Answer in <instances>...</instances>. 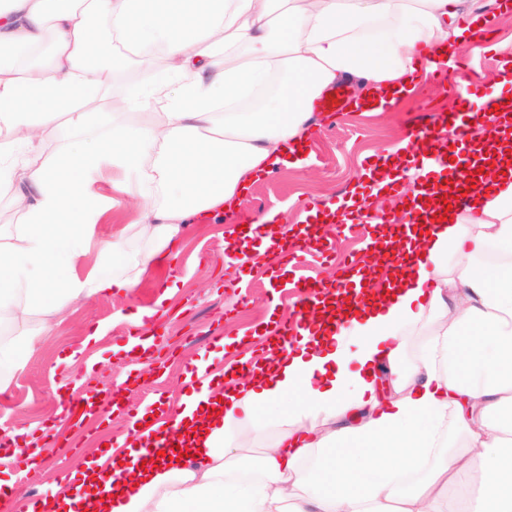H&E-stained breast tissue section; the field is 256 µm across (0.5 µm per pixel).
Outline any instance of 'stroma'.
Returning a JSON list of instances; mask_svg holds the SVG:
<instances>
[{
    "label": "stroma",
    "instance_id": "35a3bbf8",
    "mask_svg": "<svg viewBox=\"0 0 512 512\" xmlns=\"http://www.w3.org/2000/svg\"><path fill=\"white\" fill-rule=\"evenodd\" d=\"M491 31L489 40L475 39L457 50L477 71L476 82L460 73L445 79L426 74L416 92L393 110L348 109L316 123L309 132L306 165L284 166L256 180L232 214L185 225L175 263L150 265L129 296L100 297L55 319L0 392V437L21 429L47 437L41 465L14 483L18 507L50 496L79 470L86 449L120 437L139 413L174 412L199 362L211 361L214 389L223 391L225 364L243 352L263 351L270 328L290 320L298 284L322 283L348 260L364 257L375 240L376 227L369 223L336 228L323 245L300 249L298 264L287 268L265 260L225 262L224 234L272 212L289 229L307 226L312 208L346 195L368 163L427 123L428 108L448 111L465 91L467 111L477 112L483 90L512 60V9L496 13ZM101 323L103 334L85 344L91 327ZM149 333L156 334L157 344L147 370L126 347L131 338ZM238 336L244 339L241 348L229 349L226 339ZM80 343L86 346L82 356L66 363L68 350ZM86 374L105 395L117 392L126 398L111 425L91 415L76 424L59 413L62 403L75 396L61 379Z\"/></svg>",
    "mask_w": 512,
    "mask_h": 512
}]
</instances>
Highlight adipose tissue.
<instances>
[{"instance_id": "1", "label": "adipose tissue", "mask_w": 512, "mask_h": 512, "mask_svg": "<svg viewBox=\"0 0 512 512\" xmlns=\"http://www.w3.org/2000/svg\"><path fill=\"white\" fill-rule=\"evenodd\" d=\"M95 18L125 48L113 67L128 51L166 55L167 69L126 96L151 120L87 109L100 91ZM490 20L474 0H0V188L21 214L0 226V389L65 309L129 295L144 268L171 259L189 220L300 165L326 88L357 82L353 107L389 110L415 91L422 55H454ZM275 76L259 111H237ZM49 129L90 139L45 161ZM473 159L476 213L438 209L416 245L389 246L387 290L302 329L274 358L228 368L222 397H183L187 445L166 448L163 463L141 446L164 419L134 425L120 454L87 456L55 512H452L442 487L474 457L481 490L465 512H512V127L488 123ZM106 167L137 202L146 250L128 249L123 229L95 239L112 199L88 178ZM452 253L462 262L446 284ZM428 311L433 325L406 361L402 331ZM265 411L292 426L256 478L236 477L224 428L257 426ZM319 416L328 431L310 426Z\"/></svg>"}]
</instances>
